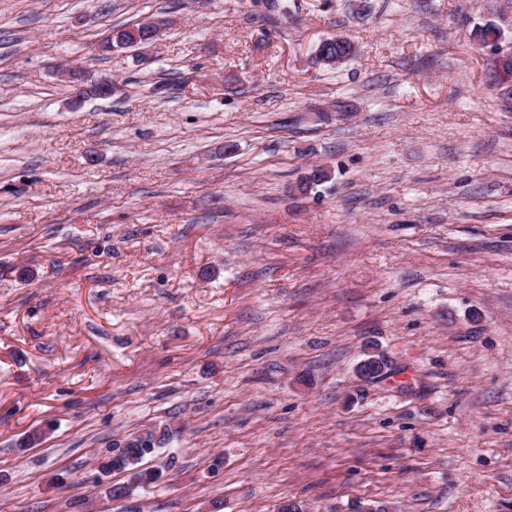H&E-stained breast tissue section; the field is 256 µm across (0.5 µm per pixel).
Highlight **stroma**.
Returning a JSON list of instances; mask_svg holds the SVG:
<instances>
[{
    "label": "stroma",
    "mask_w": 512,
    "mask_h": 512,
    "mask_svg": "<svg viewBox=\"0 0 512 512\" xmlns=\"http://www.w3.org/2000/svg\"><path fill=\"white\" fill-rule=\"evenodd\" d=\"M509 55L512 0H0V512H512ZM59 75L71 87V97L75 101L85 95L108 98L112 96V92L116 88L111 77L100 76L92 80L87 78L85 72L78 67L61 68ZM134 435L126 437L125 440L129 442V439H132L130 441L136 443L138 448H119L118 446L122 442L114 444L113 448H118L119 451L113 454L114 449L110 448L107 452L108 455L100 464L101 470L107 473L112 471L128 472L134 467L141 466L145 458L154 455L159 448L171 440L173 431L165 425L148 429L146 435L141 439L135 438Z\"/></svg>",
    "instance_id": "1"
}]
</instances>
